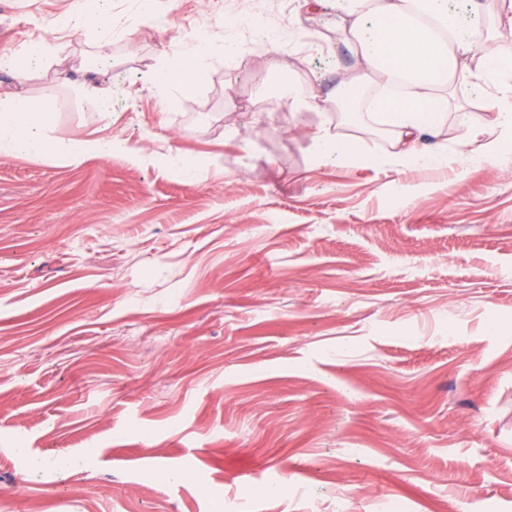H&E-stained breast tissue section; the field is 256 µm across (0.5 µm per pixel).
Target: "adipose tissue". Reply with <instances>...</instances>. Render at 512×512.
<instances>
[{
    "label": "adipose tissue",
    "mask_w": 512,
    "mask_h": 512,
    "mask_svg": "<svg viewBox=\"0 0 512 512\" xmlns=\"http://www.w3.org/2000/svg\"><path fill=\"white\" fill-rule=\"evenodd\" d=\"M104 0H72L65 17L47 22L45 33L31 42L24 56L0 54V70L25 81L29 70L53 52V35L68 29L92 35V58L102 59L112 42L123 38V28L104 7ZM309 11L335 9L337 43L359 59L353 68L336 72V84L320 97L299 90L290 74H281L278 90L294 113L313 109L326 122L308 132L312 161L317 165L376 166L391 162L405 170L444 167L451 163L440 135L448 121L458 125L457 156L473 159L494 156L512 147V109L495 112L484 123L474 112L449 113L448 103L459 88L483 91L494 87L512 96V0L485 26L482 0H304ZM237 24H230L221 41L196 35L179 57L164 60L154 77L166 93L177 90L192 75L201 74L215 58L228 61L246 47ZM339 125L369 123L388 134L381 154L362 151L356 136L332 133L329 118ZM53 115L33 108L23 97L0 100V145L30 158L60 154L80 163L87 157L106 158L130 152L128 143L109 137H75L52 141L47 131Z\"/></svg>",
    "instance_id": "ef3b65f1"
}]
</instances>
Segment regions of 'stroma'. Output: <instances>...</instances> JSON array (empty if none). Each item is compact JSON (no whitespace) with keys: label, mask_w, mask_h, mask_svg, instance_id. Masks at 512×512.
Here are the masks:
<instances>
[{"label":"stroma","mask_w":512,"mask_h":512,"mask_svg":"<svg viewBox=\"0 0 512 512\" xmlns=\"http://www.w3.org/2000/svg\"><path fill=\"white\" fill-rule=\"evenodd\" d=\"M68 2L0 0V53ZM300 2L157 0L154 23L112 0L107 116L81 35L24 84L0 71L52 139L137 150L0 151V512H512V151L313 166L268 62L323 96L354 59ZM246 14L296 47L240 27L243 55L161 100L163 52ZM85 75L78 83L79 92L82 99L89 105V107L96 111L98 114L107 115L110 109L109 95L99 85L97 79L93 75L95 70H89L84 67ZM92 74V75H88Z\"/></svg>","instance_id":"obj_1"}]
</instances>
